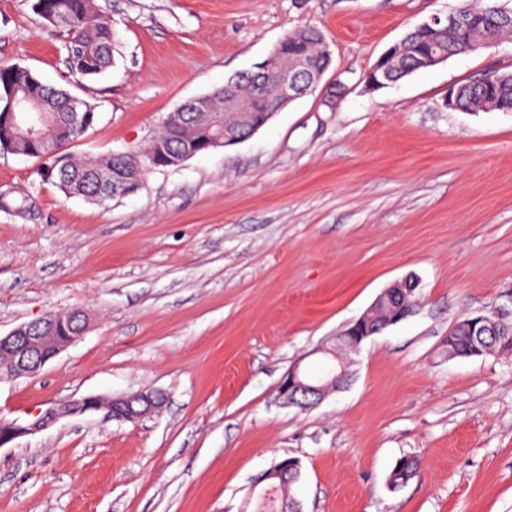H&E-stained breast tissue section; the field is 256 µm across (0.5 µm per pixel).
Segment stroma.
<instances>
[{
	"label": "stroma",
	"instance_id": "stroma-1",
	"mask_svg": "<svg viewBox=\"0 0 512 512\" xmlns=\"http://www.w3.org/2000/svg\"><path fill=\"white\" fill-rule=\"evenodd\" d=\"M459 2L96 0L118 51L82 80L33 0H0V64L94 108L76 157L145 148L297 27L332 50L319 85L256 133L104 204L65 195L39 159L0 156V334L88 317L37 374L0 381V417L166 395L134 422L66 417L0 448V512H253L257 477L285 458L301 465L303 512H512V354L448 355L465 318L512 323V112L444 103L451 85L512 72V34L379 90L362 80ZM410 275L419 306L351 355L348 385L306 411L283 404L288 371H319ZM404 456L420 468L391 488Z\"/></svg>",
	"mask_w": 512,
	"mask_h": 512
}]
</instances>
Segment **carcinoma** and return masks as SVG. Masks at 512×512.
Returning <instances> with one entry per match:
<instances>
[{
	"label": "carcinoma",
	"instance_id": "obj_1",
	"mask_svg": "<svg viewBox=\"0 0 512 512\" xmlns=\"http://www.w3.org/2000/svg\"><path fill=\"white\" fill-rule=\"evenodd\" d=\"M51 5L65 19L63 27L66 29L67 39L64 43V62L69 73L82 79H93L103 74L112 66L117 38L109 22L98 13L94 0H51ZM454 13L469 19V23L461 27H450L432 40L418 34L416 26L405 34L408 52L401 59L400 67L395 69L397 79H402L400 69H417L419 60L438 46L451 57L468 51L474 44H493L505 27L489 24V18L512 22V7L491 4L487 0H462ZM315 35L322 36L324 32L310 26L295 29L290 32L291 48L295 51L315 52L316 45L310 41ZM35 79L36 76L26 67L16 64L1 65L0 96H5L9 90L22 91ZM458 87L462 108H478L476 96L484 90V85L480 82H467L458 84ZM36 95L48 118L47 134L57 150V156L51 158L43 173L58 188H63L72 180L80 181L84 184L86 197L104 202L112 199V194H101L98 183L100 171L115 166L133 178H144L150 167L149 157L154 144H149L137 153L109 154L91 161H79L65 150L66 145L85 133V129L73 124L71 109L77 105L92 112L94 108L66 89L47 84L39 88ZM206 136L205 121L187 112L177 121L164 124L155 140L172 151H178L187 138ZM418 469L419 460L406 456L396 462L391 476L396 483L409 481Z\"/></svg>",
	"mask_w": 512,
	"mask_h": 512
}]
</instances>
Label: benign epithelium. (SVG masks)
Returning a JSON list of instances; mask_svg holds the SVG:
<instances>
[{
    "label": "benign epithelium",
    "instance_id": "benign-epithelium-1",
    "mask_svg": "<svg viewBox=\"0 0 512 512\" xmlns=\"http://www.w3.org/2000/svg\"><path fill=\"white\" fill-rule=\"evenodd\" d=\"M275 54L282 59L280 65L272 69L265 63L255 71L256 96L232 100V107L240 116L251 118L252 133L258 131L269 118V113L255 109L257 101L271 100L277 111L306 94L323 74L312 58L288 52L286 39L277 44ZM182 108H190L202 117L212 134L203 141L194 138L187 140L178 152L156 145L153 152L155 166H176L211 145H225L238 140V136L226 128L228 114L213 111L208 100L190 99ZM5 116L12 126L25 128L27 140L42 147L46 155L55 154L51 141L42 129L43 117L34 109L28 94L19 97L14 93L9 96ZM101 180L112 183L114 189H121L123 195L133 194L139 189L137 185L124 183L115 172H102ZM418 286V281L411 277L389 285L373 306L338 338L337 347L322 349V353L330 357V363L322 375L312 376L301 370L300 366H294L279 386V398L283 403L307 410L320 404L330 392L343 388L351 376L344 353L357 351L372 334L410 316L418 303ZM86 325L87 318L80 309L66 314L46 315L23 324L5 336L0 335V362L7 365L11 378L32 375L67 349L85 331ZM503 327L504 323L500 321L476 316L459 322L453 332L475 337L470 348V353L475 354L479 346L489 344L500 335ZM164 401V394L159 391H139L107 400L97 396L66 400L37 413L24 423L0 421V447L22 436L45 430L64 417L101 409L106 410L108 417L114 421H136L161 409ZM299 474L300 467L296 461L285 460L272 468L260 479V482L267 483L263 500L274 498L278 490L270 478L277 477L281 484L286 485L289 479H296Z\"/></svg>",
    "mask_w": 512,
    "mask_h": 512
}]
</instances>
